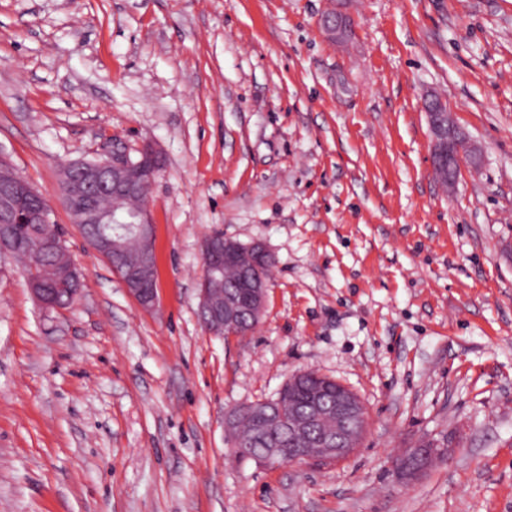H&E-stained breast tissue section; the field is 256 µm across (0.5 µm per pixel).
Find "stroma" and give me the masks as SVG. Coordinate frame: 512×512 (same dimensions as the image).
<instances>
[{
    "label": "stroma",
    "instance_id": "35a3bbf8",
    "mask_svg": "<svg viewBox=\"0 0 512 512\" xmlns=\"http://www.w3.org/2000/svg\"><path fill=\"white\" fill-rule=\"evenodd\" d=\"M0 0V157L83 287L0 259V512H512V0ZM436 94L482 151L433 175ZM154 140L156 305L61 202L68 163ZM274 256L246 336L198 316L212 231ZM367 410L335 464L236 463L225 412L298 370ZM444 445L412 483L393 461ZM56 279L61 284L73 282L74 286L73 288H44L40 282L29 280L28 286L31 293L45 309H64V307L72 305L78 295L80 275L72 263L56 269Z\"/></svg>",
    "mask_w": 512,
    "mask_h": 512
}]
</instances>
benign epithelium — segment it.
<instances>
[{
    "label": "benign epithelium",
    "instance_id": "7a95c632",
    "mask_svg": "<svg viewBox=\"0 0 512 512\" xmlns=\"http://www.w3.org/2000/svg\"><path fill=\"white\" fill-rule=\"evenodd\" d=\"M321 27L331 36L345 23L346 16L336 8V0H328L320 19ZM428 122L435 134L432 149V171L445 183H454L464 166L477 167L480 153L473 149L460 129L445 126L440 113L446 105L434 98L425 105ZM165 165L159 145L149 139L135 152L117 143L112 153L93 160H80L65 166L59 185L63 203L76 224H101L111 214L136 225L135 258L128 262L123 247L105 236L89 240L90 246L120 274L126 288L138 304L151 310L156 303V292L145 287L156 273V252L153 225L148 198L149 190ZM17 224L35 225L34 236L44 253L59 250L56 240L58 226L53 221V206L46 195L40 194L6 161L0 159V256L17 252ZM202 254L206 265L202 268L199 288V315L205 328L215 336H246L258 323L267 301L268 280L259 275L258 268L271 261V253L261 243L242 245L224 238L218 232L207 235ZM229 265L239 273L240 287L220 293L215 274ZM61 284L73 283L71 288H45L40 282L29 281V289L45 309L57 310L75 301L80 275L74 265L56 270ZM265 408L257 413L258 429L272 434L288 425V434L294 448L283 456L281 448H265L254 455L234 445L235 459L255 460L261 464L288 462L336 463L346 458L357 447L362 436L366 409L359 398L348 389H338L335 395V421L324 431L315 424L325 417L326 409L319 394L309 397L307 410L283 421L272 399L263 401ZM444 455L442 448H414L395 462L397 475L406 480L418 478L427 467V460Z\"/></svg>",
    "mask_w": 512,
    "mask_h": 512
}]
</instances>
